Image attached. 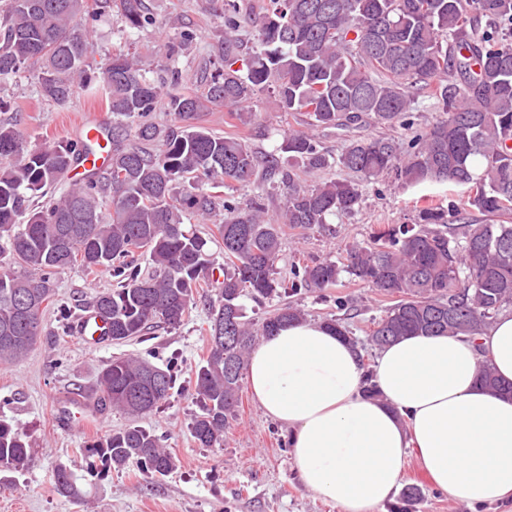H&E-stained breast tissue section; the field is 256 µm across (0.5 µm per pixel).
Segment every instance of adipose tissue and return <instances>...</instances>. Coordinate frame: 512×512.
<instances>
[{
  "mask_svg": "<svg viewBox=\"0 0 512 512\" xmlns=\"http://www.w3.org/2000/svg\"><path fill=\"white\" fill-rule=\"evenodd\" d=\"M487 363L512 383V312L476 344L407 336L385 346L373 370L377 400L362 392L358 350L313 322L264 339L247 382L263 413L288 430L302 485L342 512H377L411 455L449 499L483 506L512 496V396L483 388Z\"/></svg>",
  "mask_w": 512,
  "mask_h": 512,
  "instance_id": "1",
  "label": "adipose tissue"
}]
</instances>
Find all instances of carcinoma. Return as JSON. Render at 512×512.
Segmentation results:
<instances>
[{
  "instance_id": "cac0c4a2",
  "label": "carcinoma",
  "mask_w": 512,
  "mask_h": 512,
  "mask_svg": "<svg viewBox=\"0 0 512 512\" xmlns=\"http://www.w3.org/2000/svg\"><path fill=\"white\" fill-rule=\"evenodd\" d=\"M112 11L132 32L159 25L144 0H8L0 15V82L26 73L58 106L95 89L113 117L135 127L128 144L114 132L104 145L96 135L81 147L61 141L30 148L13 126L0 124V239H8L11 263L25 270L0 266V360L20 361L34 346L44 309L53 305V279L72 266L112 276L114 288L90 302L112 342L180 326L194 291L216 286L207 355L193 381L203 404L193 436L210 447L223 441L236 414L258 337L303 316L286 301L256 330L245 320L244 297L260 303L303 288L323 291L346 272L395 298L370 331L378 348L412 335H463L476 344L512 303V32L493 27L512 22V0H269L255 21L258 47L250 52L240 48L237 2L224 0L221 67L202 94L178 92L181 73L169 61L195 40L194 32L182 31L155 65L167 71L171 91L164 98L147 76L150 66L128 52L113 54L102 76L91 71V34ZM263 89L277 95L284 111L303 112L310 125L324 128L362 121L410 128L407 114L428 91L445 118L413 135L406 150L391 138L352 139L336 164L367 180L392 174L405 184L464 186L465 207H421L414 223L384 226L368 243L351 246L342 266L315 259L289 279L277 277L280 225L309 228L352 213L361 190L346 179L301 181L290 161L310 169L329 165L305 133L284 136L260 158L242 139L199 124L211 106L238 108ZM161 102L174 121L164 131L151 122ZM97 148L107 150V164L47 198L79 155ZM254 179L284 190L276 216L264 190L245 202L214 192L226 181ZM470 211L481 219L468 217ZM187 212L217 222L224 264H215L207 241L184 223ZM138 253L147 256L149 270L135 263ZM19 297L41 308L24 314ZM178 379L173 361L161 368L115 357L99 375L98 403L139 417L165 402ZM481 384L512 392L487 366ZM87 452L115 468L134 463L150 477L175 467L161 437L141 426L113 432ZM29 456L25 435L0 420V468L21 472ZM53 481L59 492L81 495L67 466L54 470Z\"/></svg>"
}]
</instances>
